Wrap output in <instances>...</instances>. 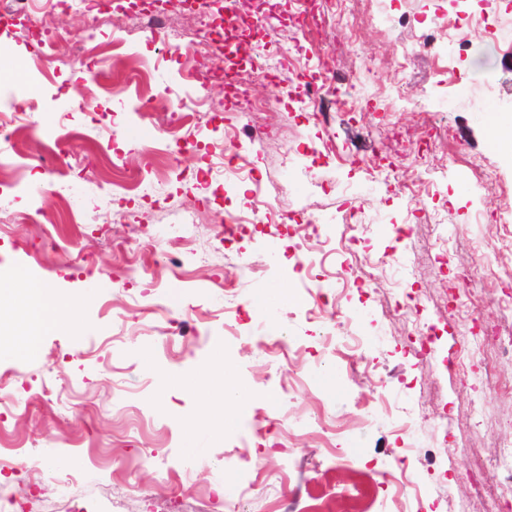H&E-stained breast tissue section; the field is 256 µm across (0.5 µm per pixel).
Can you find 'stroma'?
I'll return each mask as SVG.
<instances>
[{"mask_svg":"<svg viewBox=\"0 0 512 512\" xmlns=\"http://www.w3.org/2000/svg\"><path fill=\"white\" fill-rule=\"evenodd\" d=\"M472 0H399L378 21L352 0H316L319 27L301 33L296 0L260 11L250 35L261 63L289 57V72L252 83L266 105L259 127L239 123L231 94L188 71L224 64L193 58L188 42L209 39L197 11L163 0L169 39L139 28L129 0H74L47 22L63 44L82 42L89 11L110 17L83 61L38 66L33 30L0 26V113L22 112L14 137L23 157L0 170V268L23 270L79 302V322L40 336L34 355L12 347L22 330L0 310V378L12 394L0 423L21 450L0 447V504L23 512H500L512 453V360L484 365L480 348L465 380L444 369L456 339L480 330L512 334L503 306L512 279V155L493 148L485 104L512 113V41L455 33L461 58L444 55L442 31ZM428 52L405 66L396 43ZM326 52L337 70H372L371 98L324 103L334 139L297 100L295 71ZM204 98L192 148L170 163L144 144L166 123L168 100ZM70 130L69 153L42 166L32 153ZM258 160L255 176L205 178L215 145ZM365 159L358 165L347 152ZM140 188L113 186L118 171ZM492 174L477 190L474 170ZM271 197L272 223L230 258L214 239L217 214L253 218L254 188ZM423 212H416L411 196ZM358 209L354 241L342 219ZM17 212L25 221H14ZM57 220L54 238L44 234ZM321 224L312 243L343 330L362 346L333 359L328 332L302 306L313 281L296 266L284 227ZM380 259L362 288L337 280L342 267ZM467 268L466 285L453 278ZM414 292L418 307L387 316ZM264 295L252 310L251 294ZM435 326L429 361L417 356L420 327ZM224 361V382L245 390L249 411L219 426L217 406L187 389L160 393L157 377H189ZM275 393L280 416L261 412ZM324 407L341 433L312 423ZM410 411L419 450L393 414ZM198 435L185 447L182 425ZM404 460L410 482L383 481Z\"/></svg>","mask_w":512,"mask_h":512,"instance_id":"obj_1","label":"stroma"}]
</instances>
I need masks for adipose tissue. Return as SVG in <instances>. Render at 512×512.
<instances>
[{"label": "adipose tissue", "instance_id": "obj_1", "mask_svg": "<svg viewBox=\"0 0 512 512\" xmlns=\"http://www.w3.org/2000/svg\"><path fill=\"white\" fill-rule=\"evenodd\" d=\"M14 294L24 326L18 346L22 353L35 352L46 329L55 327L59 317H71L77 312V305L72 300L58 298L41 283L23 277L18 279ZM195 389L202 401L219 402L224 420L239 419L247 407L248 395L244 390L234 386H214L211 377H202L196 382Z\"/></svg>", "mask_w": 512, "mask_h": 512}]
</instances>
